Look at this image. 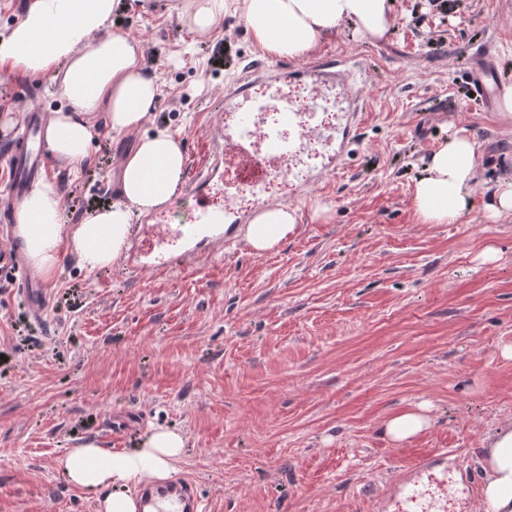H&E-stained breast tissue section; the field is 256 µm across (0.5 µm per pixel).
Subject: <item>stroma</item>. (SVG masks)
Here are the masks:
<instances>
[{
    "mask_svg": "<svg viewBox=\"0 0 512 512\" xmlns=\"http://www.w3.org/2000/svg\"><path fill=\"white\" fill-rule=\"evenodd\" d=\"M172 0H123L113 30L143 45L161 87L138 129L101 131L92 161L48 158L63 221L119 198L123 158L163 128L186 160L204 157L210 110L251 65L283 70L228 10L207 34ZM497 88L512 86V0H393L380 38L351 23L313 56L347 60L364 106L349 158L308 196L272 251L237 241L164 277L122 261L89 271L64 253L44 285L43 322L0 278V512H96L58 467L86 439L134 448L150 427L181 430L174 479L194 481L200 512H378L402 473L448 454L449 505L475 512L483 441L512 422V217L485 206L512 173V116L467 94L474 50ZM46 76L0 78V194L26 109L63 102ZM480 145L472 212L423 224L411 191L454 133ZM327 206L326 218L315 216ZM499 257L481 263L486 247ZM428 402L432 427L393 444L382 421Z\"/></svg>",
    "mask_w": 512,
    "mask_h": 512,
    "instance_id": "obj_1",
    "label": "stroma"
}]
</instances>
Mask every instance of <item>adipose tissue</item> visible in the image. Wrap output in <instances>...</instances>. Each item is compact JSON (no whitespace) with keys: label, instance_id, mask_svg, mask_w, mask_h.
<instances>
[{"label":"adipose tissue","instance_id":"adipose-tissue-1","mask_svg":"<svg viewBox=\"0 0 512 512\" xmlns=\"http://www.w3.org/2000/svg\"><path fill=\"white\" fill-rule=\"evenodd\" d=\"M240 10L257 45L277 58H300L323 38L352 22L364 36H383L392 21V0H188L177 13L193 31H211L227 6ZM120 0H28L14 25L0 32V73L50 77L63 108L44 132L45 147L56 159L80 166L91 159L99 134L98 115L112 132L138 128L158 98V84L139 43L112 30ZM479 145L455 136L435 151L412 189V205L423 224H456L473 208ZM156 165L148 176V165ZM184 154L167 131L144 136L124 161L120 199L82 223L61 221L62 198L51 182L27 196L21 233L33 266L44 275L56 270L64 252L81 266L100 269L121 255L135 215L168 204L180 191ZM288 205L272 202L248 224L246 244L256 252L278 246L297 224ZM430 408L421 403L381 424L384 437L400 444L426 431ZM185 438L166 426L150 428L137 448L110 451L86 440L69 449L59 465L68 481L89 493L97 512H137L134 488L169 478ZM481 460L485 480L481 512H512V424L488 435Z\"/></svg>","mask_w":512,"mask_h":512}]
</instances>
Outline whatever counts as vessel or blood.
<instances>
[{
	"label": "vessel or blood",
	"mask_w": 512,
	"mask_h": 512,
	"mask_svg": "<svg viewBox=\"0 0 512 512\" xmlns=\"http://www.w3.org/2000/svg\"><path fill=\"white\" fill-rule=\"evenodd\" d=\"M254 78L263 81L275 94L269 100H255L248 85L234 89L217 113L221 131L208 146L202 170L193 180L195 209L193 223L206 228L198 237L172 228L164 215L148 217L139 225L137 242L129 263L140 271L157 273L189 266L205 251L223 250L234 235L235 227L244 223L231 193L225 192L220 173L225 165H236L251 172L257 183L273 176L293 178V159L306 153L313 141L328 148L329 168L341 166L357 136L359 98L349 90L353 76L344 61L325 57L313 65L274 76L271 69L255 67ZM335 93L340 121L327 131H320L311 118L328 93ZM47 114L30 109L27 121L17 134L18 149L13 158L11 193L20 198L37 182L46 169L42 149ZM11 261L21 275L20 291L30 314L42 319L49 306V293L38 277L29 270L20 251H13ZM426 482L410 476L394 488L395 496L411 512H446L445 489L448 482L447 458L436 455L423 460ZM142 512H198L199 501L193 483L179 480L161 488H148L141 499Z\"/></svg>",
	"instance_id": "1"
}]
</instances>
